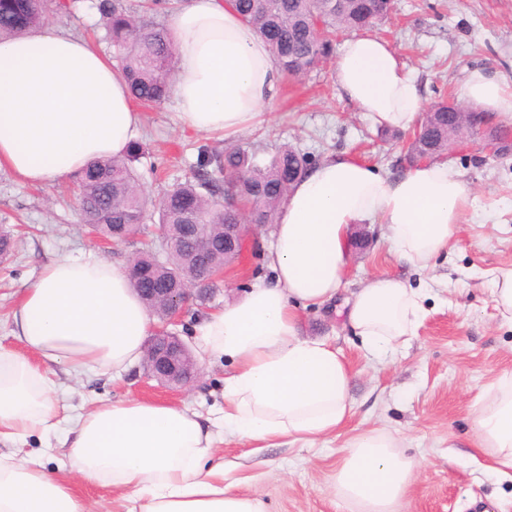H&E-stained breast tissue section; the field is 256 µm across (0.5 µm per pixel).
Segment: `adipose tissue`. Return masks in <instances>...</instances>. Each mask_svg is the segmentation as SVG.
Segmentation results:
<instances>
[{"mask_svg": "<svg viewBox=\"0 0 512 512\" xmlns=\"http://www.w3.org/2000/svg\"><path fill=\"white\" fill-rule=\"evenodd\" d=\"M166 28L175 53L171 85L182 129L231 138L264 121L284 75L269 46L230 0H178ZM340 94L382 126L407 129L423 110L416 78L392 45L367 34L337 54ZM461 98L512 119V80L472 70ZM144 114L110 56L83 37L46 25L0 37V170L29 185L79 174L124 155ZM471 192L447 161L392 175L332 153L296 180L278 209L266 262L271 282L225 303L199 327V363H229L224 430L275 445L306 444L353 415L351 372L326 338L300 335L303 308L338 295L354 253L352 227L383 224L395 255L425 270L446 253ZM426 288L383 274L345 302L346 325L368 354L405 345L426 317ZM153 317L127 274L110 261L63 257L46 264L12 312L0 343V512H95L42 454L16 446L58 428L54 366L71 377L119 374L144 355ZM472 445L512 482V374L485 387L471 410ZM217 437L189 408L128 398L100 402L72 420L60 442L77 477L139 502L141 512H264L225 483ZM415 461L384 431L355 433L332 476L358 512H399Z\"/></svg>", "mask_w": 512, "mask_h": 512, "instance_id": "ef3b65f1", "label": "adipose tissue"}]
</instances>
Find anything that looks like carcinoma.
Wrapping results in <instances>:
<instances>
[{
	"instance_id": "cac0c4a2",
	"label": "carcinoma",
	"mask_w": 512,
	"mask_h": 512,
	"mask_svg": "<svg viewBox=\"0 0 512 512\" xmlns=\"http://www.w3.org/2000/svg\"><path fill=\"white\" fill-rule=\"evenodd\" d=\"M50 0H0V36L16 35L44 25ZM243 20L268 43L273 63L299 79L315 62L328 58L330 39L324 31L338 27L364 30L384 19L391 0H232ZM98 25L117 47L118 68L136 100L157 107L168 97L174 53L167 32L129 10L123 0H98ZM430 111L436 122L420 129L421 149L448 151V105ZM142 153L138 143L126 155L97 162L77 177L85 222L100 237L126 241L144 223L148 202L141 192L134 162ZM308 156L291 147L267 163L242 146L199 154L189 176L170 186L155 209L162 231L161 246L137 251L128 259L133 288H194V301H210L218 283L213 272L233 261L224 257V225L272 224L281 202ZM187 224L205 225L208 245L198 247Z\"/></svg>"
}]
</instances>
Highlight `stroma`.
I'll return each mask as SVG.
<instances>
[{"mask_svg": "<svg viewBox=\"0 0 512 512\" xmlns=\"http://www.w3.org/2000/svg\"><path fill=\"white\" fill-rule=\"evenodd\" d=\"M97 14L85 0L76 8L53 7L49 23L103 45ZM373 35L392 42L417 79L424 106L459 99L466 74L494 68L512 78V0H393L386 20ZM173 100L144 107L145 127L139 141L145 152L135 168L150 200L182 179L205 147H226L218 136L179 128ZM410 130L375 124L343 99L337 89L333 59H326L300 79L284 78L265 121L237 136L270 159L289 146L321 160L345 151L388 172L408 170ZM471 190L472 206L446 256L426 272L399 262L389 250L384 227L371 225L373 242L357 251L341 289L342 298L327 307L302 313L301 333L329 337L352 370L350 399L354 414L341 435H328L308 447L281 442L259 448L257 442L225 436L218 450L230 467L236 492L262 501L264 512H350L331 480L347 436L383 429L398 436L402 451L417 464L416 478L400 512H512V483L491 472V458L463 440L471 428L470 408L480 389L498 376L512 374V326L505 324L491 300L480 270L512 265V152L493 154L479 145L453 147L445 155ZM74 181L30 186L0 171V230L11 233L16 246L0 263V342L10 343V314L21 291L33 285L44 265L63 257L89 253L126 266L142 248L144 236L118 244L101 243L82 221ZM379 274L395 275L430 289L428 314L414 336L387 360L367 357L357 336L338 312L343 297ZM272 273L244 251L224 270L206 308H189L174 330L193 344L196 328L209 312L230 298L270 280ZM68 415L86 412L95 402L142 398L197 411L216 419L224 410V364L201 367L186 392H174L150 380L142 365L119 375L87 374L81 381L62 377ZM54 449L49 472L71 481L74 493L98 503L101 512H128L129 504L112 488L75 481L70 470H58Z\"/></svg>", "mask_w": 512, "mask_h": 512, "instance_id": "1", "label": "stroma"}]
</instances>
